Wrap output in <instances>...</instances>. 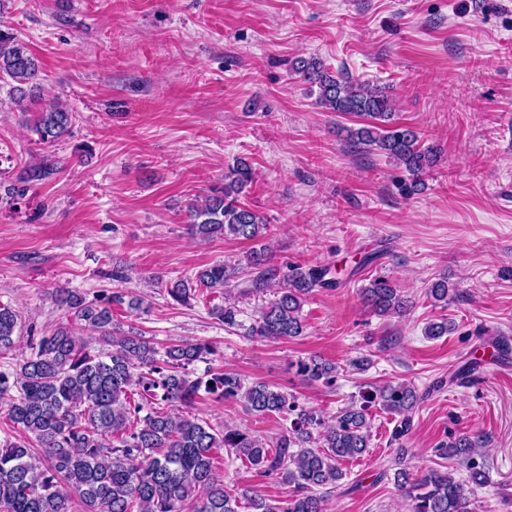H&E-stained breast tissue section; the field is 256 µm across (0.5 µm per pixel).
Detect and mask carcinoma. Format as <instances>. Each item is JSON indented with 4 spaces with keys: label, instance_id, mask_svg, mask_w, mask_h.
Returning a JSON list of instances; mask_svg holds the SVG:
<instances>
[{
    "label": "carcinoma",
    "instance_id": "1",
    "mask_svg": "<svg viewBox=\"0 0 512 512\" xmlns=\"http://www.w3.org/2000/svg\"><path fill=\"white\" fill-rule=\"evenodd\" d=\"M293 70L318 87L321 106L331 112L355 114L370 123L347 130L354 144L379 150L412 176L408 192L417 190L421 177L438 160V149L423 146L418 133L392 122L394 103L381 89L354 80L349 74H332L316 58H298ZM39 59L10 30L0 28V81L22 111L24 100L41 90ZM75 113L55 97L36 110L29 130L42 144L52 145L71 134ZM58 171L49 155L26 172L25 181L46 179ZM245 158L224 173V186L210 190L199 203L187 207L188 230L208 238L217 235L253 241L268 230L263 217L244 206L239 195L253 181ZM252 288L272 287L273 269L267 266L266 246L247 255ZM238 277V268L214 264L179 280L168 289L177 302L190 298L197 288L224 293ZM322 265L288 267L284 285L264 308L248 333L281 340L302 335L301 309L316 288H336ZM365 304L378 316L406 310L407 300L385 276L361 289ZM434 302L448 303L457 296L454 285L442 277L428 288ZM65 321L31 346L11 372L0 371V404L8 418L30 434L31 440L9 442L0 448V512H325L326 494L343 479L341 462L363 456L370 448L369 407L379 404L396 417L391 440L403 439L411 429L412 415L430 393L443 388L438 381L420 392L414 386L387 383L365 391L360 403L325 418L298 402L295 396L264 381L245 384L230 370L191 378L188 367L215 354L207 343L185 340L160 352L141 334L112 329V305L126 302L115 291L98 303L77 291L57 290ZM138 309L142 302L130 299ZM211 314L229 328L239 326L238 310L231 304L212 306ZM19 316L0 305V350L14 346ZM99 336L92 348L75 336L72 324ZM455 330L444 318L425 328L429 338ZM311 381L329 386L336 382L337 366L312 359L299 364ZM224 400L243 403L255 415H280L289 427L267 440L237 425L214 426L192 410L200 390ZM152 411L140 415L144 404ZM484 437L463 433L439 442L435 455L465 468L458 478L451 471L430 468L419 476L397 468L394 483L409 500V512H467L473 487L487 482L480 464ZM227 450L248 462L259 475L277 476L287 487L279 499H267L249 489L238 495L224 490L215 470L216 455Z\"/></svg>",
    "mask_w": 512,
    "mask_h": 512
}]
</instances>
